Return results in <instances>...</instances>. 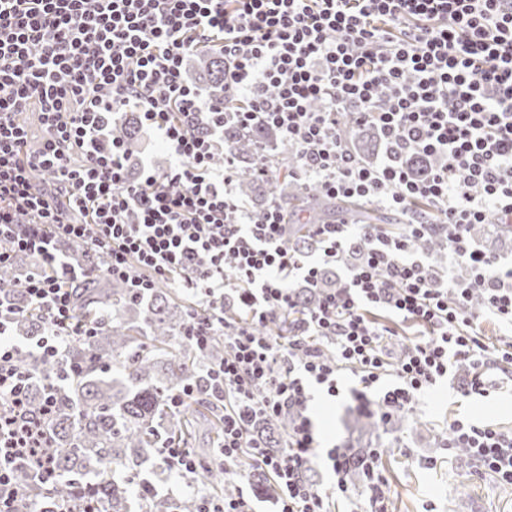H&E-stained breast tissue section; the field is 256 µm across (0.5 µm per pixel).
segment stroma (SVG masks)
<instances>
[{"mask_svg": "<svg viewBox=\"0 0 512 512\" xmlns=\"http://www.w3.org/2000/svg\"><path fill=\"white\" fill-rule=\"evenodd\" d=\"M349 398L328 400L315 393V416L322 445L346 440ZM456 418L485 422L512 431V373L500 375L494 393L469 399L448 378L425 394L408 412L401 429L378 427L377 444L384 448L383 465L392 483L388 512H512V488L476 473L469 455L448 449V424Z\"/></svg>", "mask_w": 512, "mask_h": 512, "instance_id": "35a3bbf8", "label": "stroma"}]
</instances>
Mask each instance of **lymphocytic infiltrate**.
<instances>
[{"instance_id":"lymphocytic-infiltrate-1","label":"lymphocytic infiltrate","mask_w":512,"mask_h":512,"mask_svg":"<svg viewBox=\"0 0 512 512\" xmlns=\"http://www.w3.org/2000/svg\"><path fill=\"white\" fill-rule=\"evenodd\" d=\"M212 48L224 56V91L206 98L182 64ZM131 105L168 144L166 169L131 176L112 133ZM346 115L378 132L380 160L357 157ZM230 124L276 128L295 180L404 212L405 234L318 224L321 260L308 261L289 246L278 202L254 211L239 198ZM407 155L435 165L414 177ZM472 224L512 228V0H0V268L20 253L34 260L17 288L50 326L39 354L57 357L67 338L94 332L74 310L68 283L79 271L58 240L106 253V274L133 297L161 284L188 290L205 315L190 317L187 338L201 349L224 338L223 361L208 369L224 409L215 459L228 480L245 459L267 473L277 512H332L348 497L342 446L326 451L331 490L306 476L318 448L313 387L339 397L350 372L357 408L385 418L414 409L458 363L472 368L465 397L489 396L496 371L512 368V270L499 273L475 247ZM441 226L444 272L408 244ZM354 237L364 258L343 288L300 310L290 277L318 285ZM231 306L243 320L228 322ZM378 309L421 329L398 357L388 349L397 331L373 320ZM278 315L287 334L267 333ZM487 318L503 330L497 342L485 339ZM10 335L0 319V399L13 406L0 414L1 487L15 460L53 465L43 419L24 411L27 376ZM259 415L288 417L281 452L251 434ZM448 434L478 472L512 487L511 432L456 419Z\"/></svg>"}]
</instances>
